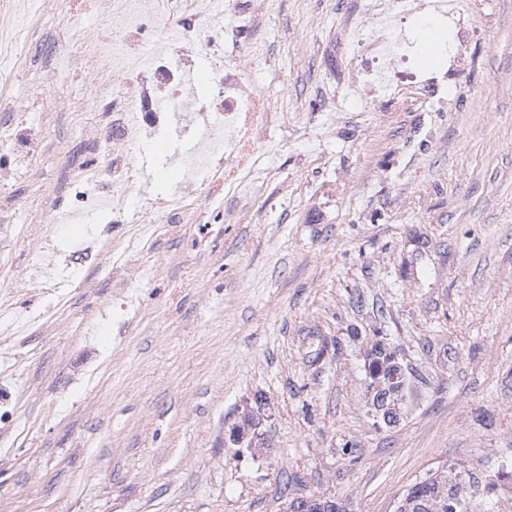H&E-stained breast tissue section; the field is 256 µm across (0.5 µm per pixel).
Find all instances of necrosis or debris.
I'll list each match as a JSON object with an SVG mask.
<instances>
[{"mask_svg": "<svg viewBox=\"0 0 512 512\" xmlns=\"http://www.w3.org/2000/svg\"><path fill=\"white\" fill-rule=\"evenodd\" d=\"M63 15L94 11L102 20L123 15L120 29L95 35L94 58L105 73L100 89L112 96L104 139L111 148L94 169L97 192L74 191L69 212L50 211L46 222L66 223L69 216L94 210L129 223L127 202L140 191V173L135 160L142 145L153 136L170 133L194 140L189 174L178 184L166 205L162 223L182 221L202 196L224 185L225 166L239 158L245 145L255 143L261 128L252 120L268 106L253 82L239 66L230 64L239 47L236 32L219 24L211 0H55ZM422 4L420 0H355L354 13L361 23L352 42L357 71L350 83L362 111H370L382 97L396 92L390 72L404 62V24ZM435 14L451 25L457 36V55L438 72L411 71L410 77L424 95L443 98L457 70L456 58L464 54L469 39L459 0H433ZM174 25L173 46L163 45L161 29ZM159 49L143 59L146 40ZM210 60L209 93L200 96L194 85L198 55ZM0 112H10L14 121L0 126V181L19 175L6 160L19 136H34L26 111L16 109L8 96L0 95Z\"/></svg>", "mask_w": 512, "mask_h": 512, "instance_id": "1", "label": "necrosis or debris"}]
</instances>
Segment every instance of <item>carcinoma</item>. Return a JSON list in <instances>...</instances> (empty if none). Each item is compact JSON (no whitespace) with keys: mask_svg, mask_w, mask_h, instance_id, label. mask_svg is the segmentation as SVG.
<instances>
[{"mask_svg":"<svg viewBox=\"0 0 512 512\" xmlns=\"http://www.w3.org/2000/svg\"><path fill=\"white\" fill-rule=\"evenodd\" d=\"M381 341H375L368 352L365 368L369 386L376 387V396L400 386L403 379L397 376L398 369L392 361L393 354L380 349ZM468 473L460 464L455 470L448 464L438 467L432 480L414 482L400 500L397 512H463L465 496L459 489L458 479H466Z\"/></svg>","mask_w":512,"mask_h":512,"instance_id":"obj_1","label":"carcinoma"}]
</instances>
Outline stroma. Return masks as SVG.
<instances>
[{"label":"stroma","instance_id":"1","mask_svg":"<svg viewBox=\"0 0 512 512\" xmlns=\"http://www.w3.org/2000/svg\"><path fill=\"white\" fill-rule=\"evenodd\" d=\"M469 48L445 103L408 88L360 111L346 79L352 0H266L237 15L242 70L277 110L253 173L193 218L158 225L124 265L125 227L86 212L47 229L71 195L59 156L101 129L108 97L77 80L42 89L41 59L7 92L42 141L12 197L29 234L0 223V512H278L284 498L394 512L416 480L453 461L490 473L512 459V0H467ZM34 36L68 53L93 13L27 0ZM165 136L142 146L150 212L175 182L153 177ZM70 283L64 301L26 286L39 233ZM381 336L413 370L397 426L369 413L363 352ZM261 408L266 455L230 434Z\"/></svg>","mask_w":512,"mask_h":512}]
</instances>
